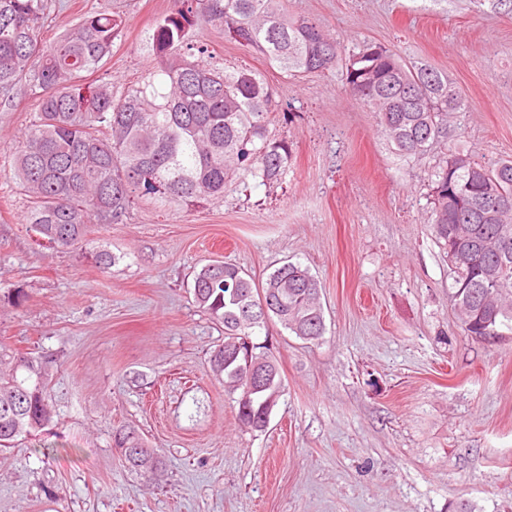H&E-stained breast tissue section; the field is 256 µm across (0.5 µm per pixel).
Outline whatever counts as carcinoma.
I'll return each instance as SVG.
<instances>
[{
	"label": "carcinoma",
	"mask_w": 512,
	"mask_h": 512,
	"mask_svg": "<svg viewBox=\"0 0 512 512\" xmlns=\"http://www.w3.org/2000/svg\"><path fill=\"white\" fill-rule=\"evenodd\" d=\"M284 0H170L167 14L146 32L153 57L149 77L126 90L85 83L102 68L123 19L104 6L84 13L51 45L40 39L48 0H0V100L23 88L38 111L13 156L26 197L25 223L62 249L85 250L92 224L122 219L138 199L162 207L197 206L224 196L243 172L257 186L281 181L293 143L271 135L273 95L252 71H227L207 44L191 39L198 18L225 30L296 76L336 65L344 46L316 23L288 14ZM343 83L376 112L380 133L404 159L448 147V119L465 97L443 74L376 43L345 58ZM432 229L448 257V298L458 327L475 340L512 332V160L487 167L471 153L446 150L429 194ZM194 302L224 325L210 355L214 379L236 398V419L261 432L284 392L279 363L257 330L272 321L298 338L325 333L318 278L285 263L260 284L239 266L214 261L195 275ZM273 300L268 319L245 311L260 296ZM53 360L0 346V447L54 422L46 380ZM262 369L269 386L250 390ZM126 467L149 474L154 449L135 430L112 433ZM144 449L148 464L127 454Z\"/></svg>",
	"instance_id": "1"
}]
</instances>
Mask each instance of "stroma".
<instances>
[{"mask_svg":"<svg viewBox=\"0 0 512 512\" xmlns=\"http://www.w3.org/2000/svg\"><path fill=\"white\" fill-rule=\"evenodd\" d=\"M109 2L124 25L97 77L121 90L144 77L142 36L170 2ZM99 3L48 0L43 42ZM287 7L346 49L375 42L447 74L468 103L449 146L484 164L512 156V12L496 0ZM193 36L266 80L292 162L270 187L243 176L196 207L142 200L91 225L92 250L118 258L109 270L25 224L11 158L38 102L0 104V343L53 359L58 420L0 450V512H512V335L477 342L457 326L428 208L439 150L400 158L339 70L289 76L224 29ZM213 260L258 282L297 262L321 283L320 344L269 327L284 393L263 433L240 427L210 373L224 328L190 289ZM122 425L157 450L154 476L124 467Z\"/></svg>","mask_w":512,"mask_h":512,"instance_id":"obj_1","label":"stroma"}]
</instances>
